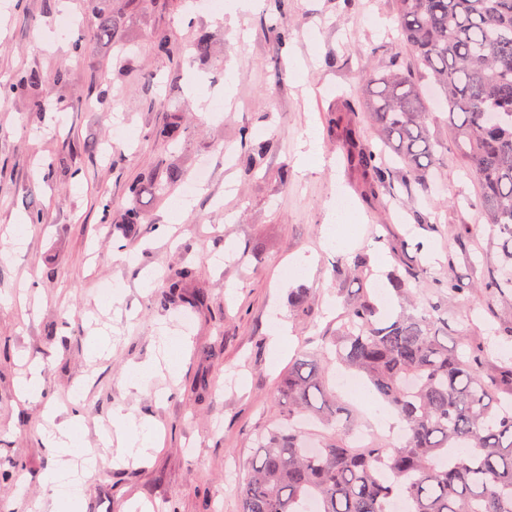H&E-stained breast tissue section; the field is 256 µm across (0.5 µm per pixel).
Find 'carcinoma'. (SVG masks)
I'll return each mask as SVG.
<instances>
[{"label": "carcinoma", "instance_id": "1", "mask_svg": "<svg viewBox=\"0 0 512 512\" xmlns=\"http://www.w3.org/2000/svg\"><path fill=\"white\" fill-rule=\"evenodd\" d=\"M95 15L93 36L112 41L110 0H98ZM396 15L404 41L448 106L454 140L480 186L474 206L504 238L500 267L479 282L450 280L446 288L454 295L487 293L507 300L512 298V0H396ZM155 49L172 60L186 51L200 61L211 54L203 33L185 46L164 34ZM66 81L63 71L48 77L25 72L4 92L24 93L39 114L51 89ZM369 84L364 109L383 147L395 154L402 185L429 192L445 149L430 133L435 113L396 66ZM275 148L272 139L256 144L244 133L246 174ZM354 162L369 186H390L392 170L370 144L357 147ZM182 178L176 168L158 167L130 184L119 220L127 236L136 237L146 221L142 194L167 192ZM368 266V255L359 252L344 272L362 280ZM415 277L410 268L388 274L407 301L402 313L380 319L375 299L361 288L323 346L288 365L277 386L281 414L256 435L258 451L240 484L239 512H306L311 501L318 512H392L395 498L406 501L407 512H512V364L490 375L483 354L448 346V319L435 315L436 307L418 303L410 291ZM191 278L189 269L169 276V295L193 304L185 293ZM290 306L303 316L313 310L303 289L292 294ZM333 356L365 377L397 414L406 431L403 444L386 448L373 439L356 449L346 435L317 442L301 425L299 417L310 411L331 422L350 420L329 387Z\"/></svg>", "mask_w": 512, "mask_h": 512}]
</instances>
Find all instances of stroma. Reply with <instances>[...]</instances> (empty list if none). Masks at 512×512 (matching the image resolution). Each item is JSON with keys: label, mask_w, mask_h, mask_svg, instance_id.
Instances as JSON below:
<instances>
[{"label": "stroma", "mask_w": 512, "mask_h": 512, "mask_svg": "<svg viewBox=\"0 0 512 512\" xmlns=\"http://www.w3.org/2000/svg\"><path fill=\"white\" fill-rule=\"evenodd\" d=\"M269 0L251 12L213 16L199 0H112L120 45L94 39L87 0H0V84L18 73L65 70L69 83L47 101L53 130L39 131L23 96L0 100V512H26L45 491L40 474L54 458L37 429L45 407L57 422L73 411L83 417V443L97 447L101 429L121 411L149 419L156 449L137 461L117 462L104 452L83 492V512H239L236 478L244 477L255 453L254 433L278 416L280 373L300 351L312 350L359 288L336 276L342 260L365 250L367 283L377 302L390 298L393 267L420 268L412 289L419 301L441 303L464 336L461 351L483 345L487 373H497L512 341V301L486 295L445 296L451 279L480 280L500 264L501 239H489L479 210L469 206L478 187L464 169L444 120L431 125L446 142L444 184L415 204L385 206L363 198L358 177L341 146L354 124L361 139L374 138L363 110L371 74L399 64L423 84L431 111L442 106L427 73L404 43L393 0H288L282 24L259 26L274 13ZM70 14V30L60 27ZM166 31L183 39L207 32V63L172 62L157 54L154 38ZM84 48L73 52L71 42ZM204 77V98L191 93L188 76ZM224 102L223 111L208 105ZM179 119L184 132L174 143L156 131ZM279 141L254 176L237 163L241 132ZM315 131L312 164L300 170L297 153ZM111 143L110 156L70 154L72 143ZM71 155L80 176L49 170V160ZM208 162L204 193L189 195L190 210L171 211L176 194H147L149 220L133 240L120 225L104 221L96 203L106 191L114 213L127 204V186L141 172L173 165L194 176ZM354 207L343 224L345 244L323 245L329 202L338 195ZM40 209L27 242L11 249L9 230ZM436 230H428L427 222ZM313 257L305 273L286 264ZM197 271L194 288L204 302L187 309L166 298L167 275L183 267ZM155 273L143 288L145 272ZM111 284L114 302L102 308L100 289ZM309 289L315 314L295 316L289 294ZM286 322L292 343L283 354L270 348L277 322ZM188 336L176 381L154 379L134 390L126 372L157 354L161 328ZM109 333L104 355L89 361L86 341ZM43 369L45 391L36 401L21 398L17 382L27 364ZM354 431H366L386 447L399 445L393 430L371 416L382 404L375 392L347 394Z\"/></svg>", "instance_id": "stroma-1"}]
</instances>
